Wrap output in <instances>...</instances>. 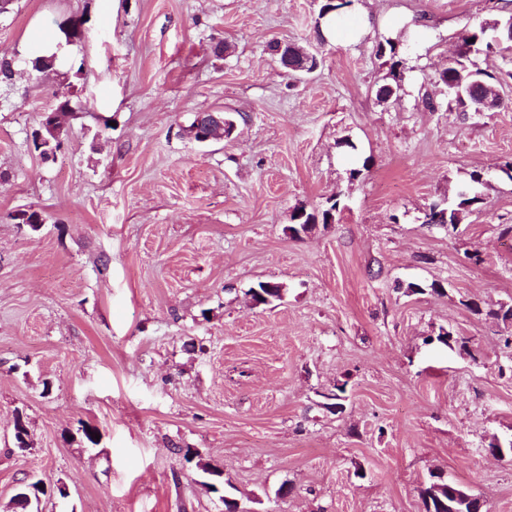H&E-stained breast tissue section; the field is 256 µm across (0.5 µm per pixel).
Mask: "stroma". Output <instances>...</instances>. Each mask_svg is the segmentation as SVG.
I'll return each instance as SVG.
<instances>
[{
    "instance_id": "stroma-1",
    "label": "stroma",
    "mask_w": 512,
    "mask_h": 512,
    "mask_svg": "<svg viewBox=\"0 0 512 512\" xmlns=\"http://www.w3.org/2000/svg\"><path fill=\"white\" fill-rule=\"evenodd\" d=\"M320 5L15 0L0 14V57L17 71L0 84V512L32 476L67 488L44 512H224L189 449L223 468L243 512H423L437 471L512 512V460L487 451L512 438V324L489 315L512 304V180L498 170L512 157V57L471 55L505 98L479 115L448 111L433 76L501 11L353 0L324 40ZM80 16L81 74L33 70L30 34ZM389 34L406 70L383 104ZM273 40L318 67L289 76ZM58 90L70 114L46 161L32 133ZM204 111L233 117L231 137L197 142ZM476 169L483 205L454 233L426 223ZM336 195L333 223L291 233L295 209ZM30 209L39 230L16 220ZM261 282L281 300L251 306ZM443 328L466 348L433 343ZM340 384L334 413L322 394Z\"/></svg>"
}]
</instances>
